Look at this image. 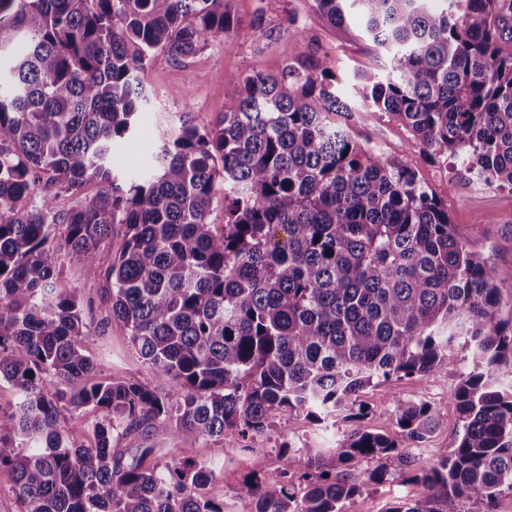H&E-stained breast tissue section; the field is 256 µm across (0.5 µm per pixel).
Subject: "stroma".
<instances>
[{
  "label": "stroma",
  "mask_w": 512,
  "mask_h": 512,
  "mask_svg": "<svg viewBox=\"0 0 512 512\" xmlns=\"http://www.w3.org/2000/svg\"><path fill=\"white\" fill-rule=\"evenodd\" d=\"M230 7L242 25L229 41H214L186 59L163 51L151 57L149 103L137 115V133L112 154V168L121 181L146 173L153 164V151L182 123H216L224 111V91L232 80L256 71L275 74L282 69V46L265 38L267 29L294 24L299 31L291 43L294 55L315 51L330 54L336 61L342 94L355 101L360 98L356 73L375 70L383 60L381 50L363 37L359 24H351L346 31L327 25L318 15L314 0H230ZM341 122L364 148L391 157L411 156L419 179L447 206L451 224L491 257L498 282L512 287V189L471 183L459 173V159L428 160L414 149L409 131L390 115L360 107L342 117ZM120 245V237H113L111 244L99 248L95 262L90 264L64 250L54 252L53 258L83 303L88 331L83 348L96 365V378L139 382L165 398L171 393L168 380L139 358L127 329L113 319L101 290L104 274ZM456 382L455 375L448 374L374 383L361 394L362 400L373 405L361 424L370 431L396 438L400 435L396 424L398 400L430 403L440 414L441 427L413 450L416 467H430L447 454L459 429V414L452 397ZM351 427V422L341 418L335 424L324 425L304 414L285 411L277 415L270 430L248 439L247 449L204 440L188 446L196 460L219 464L220 473L209 485L208 494L223 501L224 512H251V503L238 498L236 489L252 473L278 470L283 463L279 454L283 442L333 448ZM112 445L123 450L154 449L155 459L161 463L180 454L185 446L172 435L141 428L124 433ZM416 493V486L403 477L380 485L369 483L345 502L343 512H386L395 502L413 498Z\"/></svg>",
  "instance_id": "obj_1"
}]
</instances>
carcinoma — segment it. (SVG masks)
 <instances>
[{
  "label": "carcinoma",
  "instance_id": "carcinoma-1",
  "mask_svg": "<svg viewBox=\"0 0 512 512\" xmlns=\"http://www.w3.org/2000/svg\"><path fill=\"white\" fill-rule=\"evenodd\" d=\"M330 24L358 16L384 52L357 73L363 105L397 117L426 156L463 157L512 188V0H315ZM227 0H0V474L19 512H224L216 469L151 448L117 452L131 428L181 441L238 443L283 409L359 420L375 380L456 371L460 430L448 454L415 470L417 496L386 512H492L512 491V287L461 238L407 158L366 150L329 119L351 106L327 54L285 55L247 74L214 126L182 123L153 174L125 184L114 147L148 103L149 61L228 40ZM95 181L66 213L62 192ZM224 224L210 221L217 196ZM121 227L105 275L112 317L167 379L161 399L135 382L94 379L77 291L55 249L86 263ZM468 352L458 365L455 351ZM78 383L68 394L55 380ZM103 416L77 443L64 411ZM402 440L355 427L236 489L252 512H342L365 484L410 470L408 448L440 428L427 402L398 401ZM361 459L376 467L361 479Z\"/></svg>",
  "mask_w": 512,
  "mask_h": 512
}]
</instances>
